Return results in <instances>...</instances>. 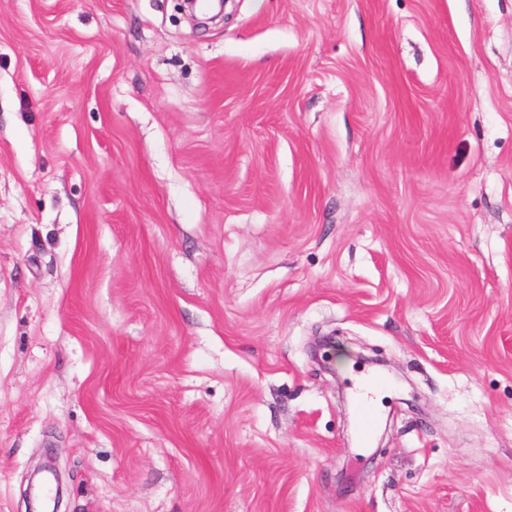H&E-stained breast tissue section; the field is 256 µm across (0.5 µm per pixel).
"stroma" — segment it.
<instances>
[{"label":"stroma","instance_id":"stroma-1","mask_svg":"<svg viewBox=\"0 0 512 512\" xmlns=\"http://www.w3.org/2000/svg\"><path fill=\"white\" fill-rule=\"evenodd\" d=\"M51 462L61 512H512V0H0V512ZM383 386V381L376 378H367L358 387L354 386L353 414L357 431L364 440L374 435L380 419L379 408L374 402L372 390Z\"/></svg>","mask_w":512,"mask_h":512}]
</instances>
